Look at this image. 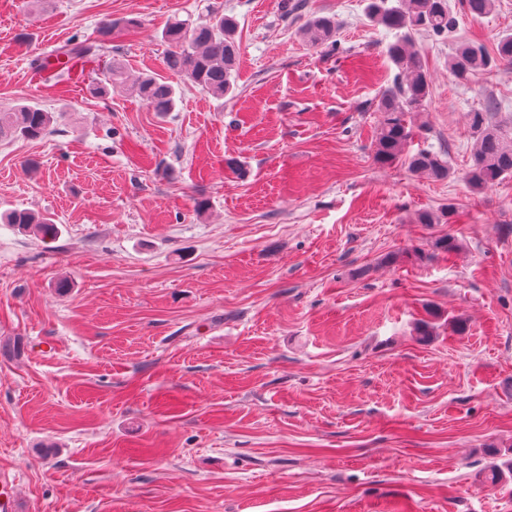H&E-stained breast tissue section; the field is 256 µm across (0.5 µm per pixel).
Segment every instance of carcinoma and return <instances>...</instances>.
<instances>
[{
  "label": "carcinoma",
  "mask_w": 512,
  "mask_h": 512,
  "mask_svg": "<svg viewBox=\"0 0 512 512\" xmlns=\"http://www.w3.org/2000/svg\"><path fill=\"white\" fill-rule=\"evenodd\" d=\"M370 21L390 31L399 32L389 43L387 55L398 68L393 86L382 94L377 109L383 114L374 143V160L381 166L404 163L416 174L436 181L448 178V162L438 153L407 151L412 138L408 118L424 110L430 95V80L420 57L413 48L411 34L426 33L444 40L454 31L455 16L448 0H366ZM462 8L472 16H482L494 7V0H461ZM236 20L219 9L208 18L196 22L170 21L162 32L169 46L165 69L173 76L186 80L213 95L222 96L232 88L236 75L240 44L236 39ZM336 21L319 16L310 19L304 35L314 46L333 41ZM91 57L90 49L74 37L59 47L56 59L69 65ZM512 62V33L501 35L495 53L472 44L460 45L450 60V70L460 82H468L479 72H493L502 62ZM133 87L138 97L154 112H172L176 105V90L164 77L143 76ZM496 103L469 113V129L473 137V164L467 181L474 190H483L512 176V134L493 123ZM55 115L37 106L18 103L0 112V138L39 140L53 133ZM6 224L32 229L44 238L54 239L59 227L43 215L13 210L0 216Z\"/></svg>",
  "instance_id": "1"
}]
</instances>
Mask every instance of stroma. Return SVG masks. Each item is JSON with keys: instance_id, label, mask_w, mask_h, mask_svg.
<instances>
[{"instance_id": "stroma-1", "label": "stroma", "mask_w": 512, "mask_h": 512, "mask_svg": "<svg viewBox=\"0 0 512 512\" xmlns=\"http://www.w3.org/2000/svg\"><path fill=\"white\" fill-rule=\"evenodd\" d=\"M215 6L237 21L232 91L175 80L162 116L127 86L95 95L115 59L164 74L165 25ZM365 6L0 0V110L24 102L60 128L0 139V212L60 229L0 223L13 512H512V479L483 481L512 462V179L466 178L469 112L492 98L512 126V63L465 84L448 67L457 45L512 32V0L459 12L446 41L412 36L431 91L411 148L443 154L444 181L374 160L397 69ZM317 15L335 45L303 37ZM125 17L136 34L84 72L57 63ZM451 204L449 222L418 223ZM446 235L450 256L433 248ZM92 57L90 49L85 45V41H81L80 37H74L59 47L56 51V59L64 60L59 62L67 66L73 61H83ZM0 220L5 224H15L22 229H33L43 238L55 239L60 232L57 224H54L49 217L40 216L29 211H9L0 216Z\"/></svg>"}]
</instances>
